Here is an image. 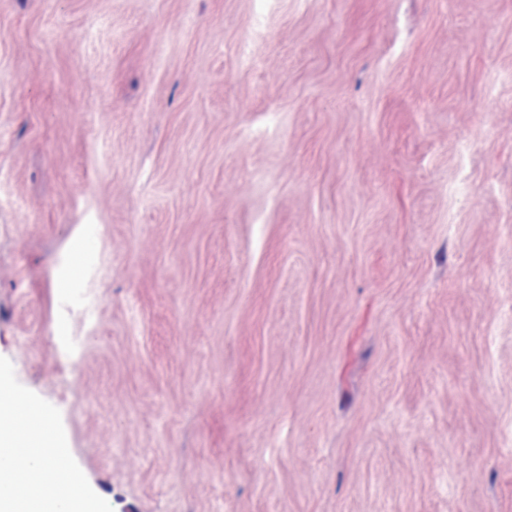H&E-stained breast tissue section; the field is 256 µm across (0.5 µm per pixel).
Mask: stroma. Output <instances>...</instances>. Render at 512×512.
<instances>
[{
	"mask_svg": "<svg viewBox=\"0 0 512 512\" xmlns=\"http://www.w3.org/2000/svg\"><path fill=\"white\" fill-rule=\"evenodd\" d=\"M0 370L97 512H512V0H0Z\"/></svg>",
	"mask_w": 512,
	"mask_h": 512,
	"instance_id": "obj_1",
	"label": "stroma"
}]
</instances>
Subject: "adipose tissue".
Returning a JSON list of instances; mask_svg holds the SVG:
<instances>
[{
    "label": "adipose tissue",
    "instance_id": "1",
    "mask_svg": "<svg viewBox=\"0 0 512 512\" xmlns=\"http://www.w3.org/2000/svg\"><path fill=\"white\" fill-rule=\"evenodd\" d=\"M10 398L11 407H0V447L24 449V465L0 470V512H88L81 481L70 475L58 482L48 469V458L66 453L62 441L52 438L47 423L29 417V401L9 382L0 379V399Z\"/></svg>",
    "mask_w": 512,
    "mask_h": 512
}]
</instances>
